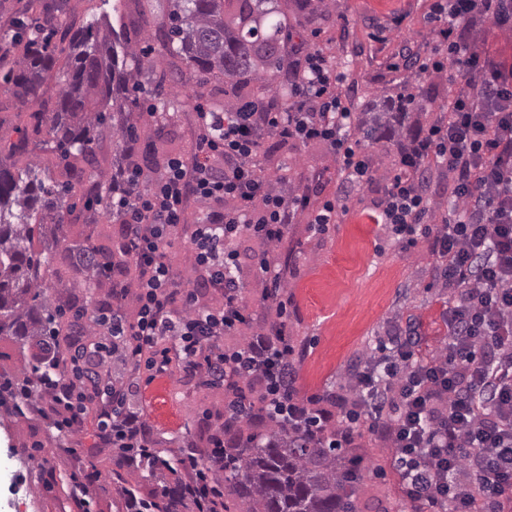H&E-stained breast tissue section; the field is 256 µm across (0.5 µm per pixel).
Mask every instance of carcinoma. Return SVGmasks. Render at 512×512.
I'll return each mask as SVG.
<instances>
[{
	"label": "carcinoma",
	"mask_w": 512,
	"mask_h": 512,
	"mask_svg": "<svg viewBox=\"0 0 512 512\" xmlns=\"http://www.w3.org/2000/svg\"><path fill=\"white\" fill-rule=\"evenodd\" d=\"M274 0H165L156 18L164 42L178 43L168 49L173 58L170 73L185 68L204 88L209 78L221 75L236 91L240 78L255 82L253 99L277 92L276 80L288 56L287 43L279 33L287 27L286 16L267 21L278 12ZM66 0H43L30 24L14 22L13 32L0 36V54L17 46L23 53L3 75L14 96L25 99L50 78L61 87L48 112L34 114L33 132L43 135L41 148L66 162L67 182L48 184L39 177L37 165L19 166L28 153L29 132L22 127H3L0 144L8 147L11 163L0 160V337L13 336L29 342L33 352L30 372L11 395L21 402L32 397L40 381L64 373V352L70 359L83 357L87 349L80 337L91 332L80 320L87 314L78 299L68 301L76 309L71 321H63L64 308H46L40 297L50 284L54 263L63 257L75 270L65 290L89 292L112 274H129L131 262L117 249L97 244L87 235L69 241L66 215L75 204L67 197L77 191L86 212L84 223L96 224L110 203L103 195V181L91 172L100 166L96 148L107 135L115 137V162L121 163L129 138L134 134V110L138 99L135 77L151 61L139 43L127 36L101 33L96 22L73 32L64 25ZM269 26L271 32L263 31ZM65 56V68L57 67ZM408 81L396 97H373L357 106L355 131L359 141L370 144L401 142L411 136L409 119L424 112L428 97L407 92ZM242 417L224 419V489L231 503L224 512H358V468L345 464L347 449L332 436L316 434L312 424L262 425L256 399L247 382L235 387ZM183 459H165L152 450L141 457V468L154 477L164 468L174 481L151 501H140L146 512H186L185 483L177 477Z\"/></svg>",
	"instance_id": "1"
}]
</instances>
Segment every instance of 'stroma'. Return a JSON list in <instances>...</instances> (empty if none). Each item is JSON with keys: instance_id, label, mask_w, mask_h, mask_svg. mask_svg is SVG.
Returning <instances> with one entry per match:
<instances>
[{"instance_id": "stroma-1", "label": "stroma", "mask_w": 512, "mask_h": 512, "mask_svg": "<svg viewBox=\"0 0 512 512\" xmlns=\"http://www.w3.org/2000/svg\"><path fill=\"white\" fill-rule=\"evenodd\" d=\"M434 0H332L328 13L304 23L289 21V41L320 49L340 75L339 90L350 104L363 99L396 95L403 80L427 92L431 103L426 115L412 121L428 128L455 94L446 75H421L416 69L390 71V58L402 50L421 52L436 40L438 23L430 19ZM162 0H67L65 21L73 28L93 17L107 15L116 31L126 33L148 48L155 72L167 67L168 53L157 37H144L138 11L156 14ZM468 41L478 51L512 66V35L491 22L470 28ZM164 97L177 108L174 125L165 136L142 124L141 152L187 153L198 128L197 104L213 107L224 100L223 81L211 80L197 89L191 75L166 80ZM55 80L46 81L36 96L24 104L14 100L0 82V118L27 122L30 113L43 111L57 94ZM265 148L274 175H285L294 186L305 185L315 174L322 177L320 200L335 199L340 183L339 165L321 142L307 145L267 142ZM370 177L352 185L350 194L359 205L340 215L338 224L320 235L305 221L290 225L277 251L285 286L292 299L288 308V333L294 348L296 386L302 396L318 397L333 389L351 394V374L366 360L381 356L392 325L415 326L421 334L416 355L433 359L448 339L445 310L451 290L434 258L424 246L405 248L385 226L370 218L385 185L400 165L401 150L388 144L361 143ZM245 288L243 301L253 317L272 320L276 307L261 302L262 282L252 261L262 246L254 239L243 244ZM142 381L133 396L134 410L152 426L151 448L164 457L183 456L188 446L207 448L209 437L221 425L224 391L202 379L188 376L179 360L166 372L152 376L141 371ZM54 403L37 395L15 405L10 394L0 395V512H135V507L113 479L139 474L137 462L120 449L95 436L96 409L86 411L76 432L58 431L53 421ZM354 446L362 458V477L356 485L359 512H408L402 503L399 480L392 472L388 453L369 430L366 416L353 419Z\"/></svg>"}]
</instances>
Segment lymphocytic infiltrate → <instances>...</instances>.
<instances>
[{
  "mask_svg": "<svg viewBox=\"0 0 512 512\" xmlns=\"http://www.w3.org/2000/svg\"><path fill=\"white\" fill-rule=\"evenodd\" d=\"M432 12L446 26L419 70L447 72L459 90L390 179L374 221L407 235L409 245L425 242L442 268L453 298L448 341L437 358H414V333L396 327L383 368L370 364L354 374V398L330 394L326 409L288 398L289 299L274 251L300 214L313 231L326 233L339 204L311 207V184L285 188L261 146L269 138L320 141L345 182L369 173L353 138L352 112L336 93L340 77L317 50L297 60L285 95L198 113L190 157L166 158L158 172L129 153L112 215L135 273L113 279L112 302L96 322L130 362L155 372L176 357L188 375L214 386L252 380L276 423L312 419L335 428L337 441L349 445L354 431L335 425L332 411L358 407L387 447L413 512H512V69L465 44V31L478 18L511 34L512 0H435ZM432 164L451 177L448 214L434 229L423 190ZM193 202L200 215L190 225ZM246 236L266 246L255 275L273 293L278 319L255 322L252 336L228 351L224 337L251 321L239 264ZM181 243L193 252L184 277L163 257ZM210 292L216 303H206ZM129 299L138 309L132 320L123 312ZM132 391L129 384L116 389L120 403L100 417L97 436L116 448L142 450L148 425L121 403Z\"/></svg>",
  "mask_w": 512,
  "mask_h": 512,
  "instance_id": "obj_1",
  "label": "lymphocytic infiltrate"
}]
</instances>
